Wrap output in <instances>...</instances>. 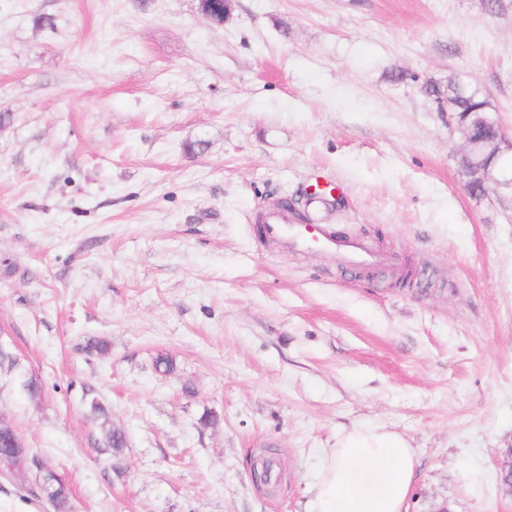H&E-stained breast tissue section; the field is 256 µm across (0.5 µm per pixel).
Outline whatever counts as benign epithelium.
I'll list each match as a JSON object with an SVG mask.
<instances>
[{
  "instance_id": "obj_1",
  "label": "benign epithelium",
  "mask_w": 512,
  "mask_h": 512,
  "mask_svg": "<svg viewBox=\"0 0 512 512\" xmlns=\"http://www.w3.org/2000/svg\"><path fill=\"white\" fill-rule=\"evenodd\" d=\"M232 0H199L200 13L211 23L222 25L231 15ZM464 140L461 172L466 185L478 182L486 189L512 191V142L508 141L498 122L482 117L474 125L460 126ZM501 482L512 494V448L500 462Z\"/></svg>"
}]
</instances>
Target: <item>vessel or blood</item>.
Wrapping results in <instances>:
<instances>
[{"mask_svg": "<svg viewBox=\"0 0 512 512\" xmlns=\"http://www.w3.org/2000/svg\"><path fill=\"white\" fill-rule=\"evenodd\" d=\"M258 236L262 242L294 253L314 249L340 255L347 267L359 273L389 264L391 258L368 238H341L323 224H299L291 211L278 210L260 218Z\"/></svg>", "mask_w": 512, "mask_h": 512, "instance_id": "b4317fda", "label": "vessel or blood"}]
</instances>
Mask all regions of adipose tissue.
<instances>
[{"label": "adipose tissue", "mask_w": 512, "mask_h": 512, "mask_svg": "<svg viewBox=\"0 0 512 512\" xmlns=\"http://www.w3.org/2000/svg\"><path fill=\"white\" fill-rule=\"evenodd\" d=\"M416 460L394 432L356 428L343 434L311 488L310 512H404Z\"/></svg>", "instance_id": "obj_1"}]
</instances>
